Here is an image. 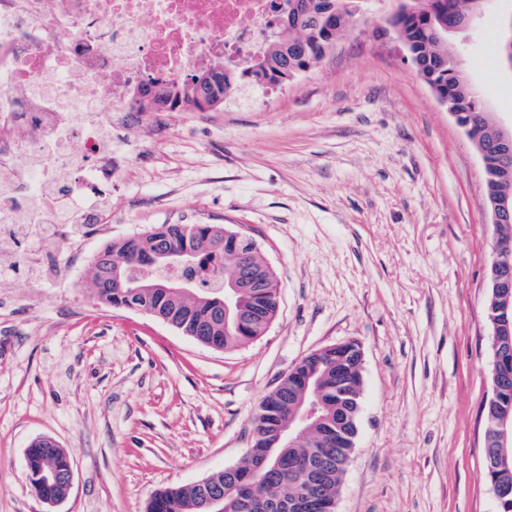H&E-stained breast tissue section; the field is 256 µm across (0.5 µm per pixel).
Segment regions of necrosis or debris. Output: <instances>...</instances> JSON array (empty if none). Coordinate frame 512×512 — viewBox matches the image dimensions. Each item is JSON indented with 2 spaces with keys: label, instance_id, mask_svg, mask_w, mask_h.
Listing matches in <instances>:
<instances>
[{
  "label": "necrosis or debris",
  "instance_id": "necrosis-or-debris-1",
  "mask_svg": "<svg viewBox=\"0 0 512 512\" xmlns=\"http://www.w3.org/2000/svg\"><path fill=\"white\" fill-rule=\"evenodd\" d=\"M286 0H0V212L112 200L108 145L129 91L246 66ZM24 169L27 176L16 180Z\"/></svg>",
  "mask_w": 512,
  "mask_h": 512
}]
</instances>
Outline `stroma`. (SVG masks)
Segmentation results:
<instances>
[{"instance_id": "35a3bbf8", "label": "stroma", "mask_w": 512, "mask_h": 512, "mask_svg": "<svg viewBox=\"0 0 512 512\" xmlns=\"http://www.w3.org/2000/svg\"><path fill=\"white\" fill-rule=\"evenodd\" d=\"M390 0H368L334 51L262 109L244 86L208 112L112 124L127 158L107 234L64 247L54 280L0 282V512H51L24 453L53 438L73 459L52 512H146L158 489L241 465L251 417L289 369L348 341L363 351L356 447L336 512H498L483 478L493 361L485 310L494 226L482 163L417 75L379 35ZM493 0L455 36L491 111L512 118ZM252 236L280 285L278 313L247 346L215 350L86 288L107 243L161 224Z\"/></svg>"}]
</instances>
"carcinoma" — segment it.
Wrapping results in <instances>:
<instances>
[{
    "label": "carcinoma",
    "instance_id": "obj_1",
    "mask_svg": "<svg viewBox=\"0 0 512 512\" xmlns=\"http://www.w3.org/2000/svg\"><path fill=\"white\" fill-rule=\"evenodd\" d=\"M363 0H288V33L278 29L276 38L263 51L259 66L269 73L270 82L278 76L307 71L314 66L336 42L341 31L356 15ZM478 0H401V7L383 19L378 29L382 34L394 35L404 46L407 60L414 69L429 77L428 85L438 103H445L454 111L464 114L469 122L468 138L474 144L487 136L488 122L483 115V101L472 89L459 84L456 75L457 54L448 48L452 33L444 25L456 15L476 5ZM245 67L229 78L226 70H211L192 80L203 78V82L224 81L228 95L239 91V86L249 81L244 76ZM157 248L177 250L192 254V262L177 268L176 278L193 280L195 295L172 297L161 290L146 287L158 277L156 269L143 264L142 258L134 259L127 253L125 241L105 245L96 255L90 267L91 294L99 302L114 308L128 309L133 305L151 307L171 315L183 325L196 340L209 337L224 350H232L260 339L265 335L267 324L257 319L251 325L235 327L224 324V306L221 305L215 288L224 278V273L234 270L238 261L256 268L265 266V261L253 247L249 238H242L235 247H224V233L215 224H163L158 230H149L144 235L141 254ZM120 265L123 273V287L116 288L108 277L114 265ZM279 285L269 288L261 285L252 289L249 296L242 298V305L250 308L264 307L275 317L278 311L277 295ZM342 354L329 352L320 367H315L309 358L302 359L288 373V378L312 374L319 377L329 373L328 367L336 365ZM329 381L311 387L307 395L321 406L322 418L317 428L325 427L328 421H336V394L328 388ZM351 393L355 399L343 408L348 418V434L344 451L350 456L358 433L362 377L360 368L355 367L350 375ZM314 442L301 440L291 448L273 449L274 458L254 476L248 468L231 476L223 471L211 476L202 485L167 488L151 497L146 512H202L200 501L208 496H224V512H240L235 504L257 492H271L282 502L288 501L301 492L296 483L297 461L308 450H317ZM29 470L55 468L65 471L71 457L58 445L33 440L25 450ZM345 468L335 466L324 486L328 500L336 499Z\"/></svg>",
    "mask_w": 512,
    "mask_h": 512
}]
</instances>
